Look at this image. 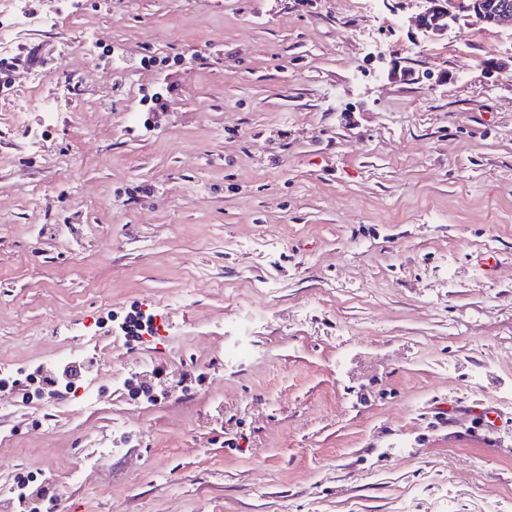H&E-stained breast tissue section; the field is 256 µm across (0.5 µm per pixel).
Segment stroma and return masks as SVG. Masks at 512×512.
Masks as SVG:
<instances>
[{
	"label": "stroma",
	"instance_id": "1",
	"mask_svg": "<svg viewBox=\"0 0 512 512\" xmlns=\"http://www.w3.org/2000/svg\"><path fill=\"white\" fill-rule=\"evenodd\" d=\"M417 6L61 0L22 35L73 92L12 127L31 79L0 88V366L132 310L171 338L107 353L155 401L99 367L78 412L0 389V482L45 512H512V29L429 38Z\"/></svg>",
	"mask_w": 512,
	"mask_h": 512
}]
</instances>
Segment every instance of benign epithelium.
I'll return each instance as SVG.
<instances>
[{"mask_svg":"<svg viewBox=\"0 0 512 512\" xmlns=\"http://www.w3.org/2000/svg\"><path fill=\"white\" fill-rule=\"evenodd\" d=\"M426 6L411 18L412 26L431 36H441L465 17L495 27L512 28V0H425Z\"/></svg>","mask_w":512,"mask_h":512,"instance_id":"obj_1","label":"benign epithelium"}]
</instances>
